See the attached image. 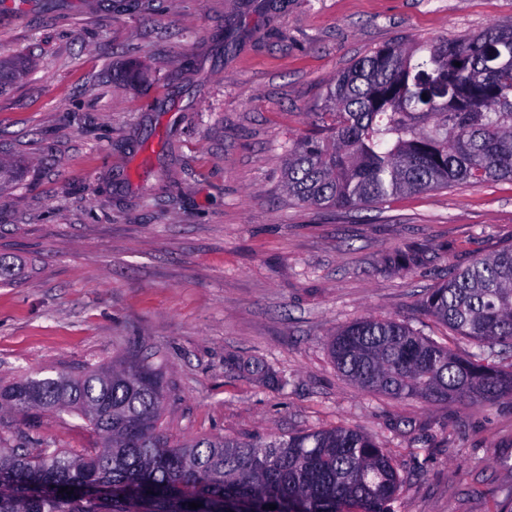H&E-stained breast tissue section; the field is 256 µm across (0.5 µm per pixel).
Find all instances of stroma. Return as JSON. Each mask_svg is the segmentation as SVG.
Instances as JSON below:
<instances>
[{
	"label": "stroma",
	"mask_w": 512,
	"mask_h": 512,
	"mask_svg": "<svg viewBox=\"0 0 512 512\" xmlns=\"http://www.w3.org/2000/svg\"><path fill=\"white\" fill-rule=\"evenodd\" d=\"M0 0V386L129 355L160 366V428L266 438L346 427L391 454L397 512H512V399L466 405L367 393L327 342L373 316L448 345L418 302L449 268L512 246V182L358 209L290 200L289 141L331 80L374 48L512 25V0ZM245 36L224 52V21ZM264 363L278 389L246 369ZM17 448L94 447L69 414L0 411Z\"/></svg>",
	"instance_id": "1"
}]
</instances>
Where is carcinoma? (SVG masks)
I'll return each instance as SVG.
<instances>
[{"label": "carcinoma", "instance_id": "carcinoma-1", "mask_svg": "<svg viewBox=\"0 0 512 512\" xmlns=\"http://www.w3.org/2000/svg\"><path fill=\"white\" fill-rule=\"evenodd\" d=\"M241 37L228 21L224 53ZM28 65L22 57L1 61L0 88ZM314 116L315 128L283 160V186L300 204L355 209L512 181V26L378 47L329 84ZM421 307L479 353L460 357L404 322L369 316L329 340L337 369L361 390L397 399H511L512 365L496 359L512 351V247L448 272ZM165 400L160 368L136 355L1 387L5 409L70 412L100 443L0 448V512H394L403 479L387 450L360 430L173 444L159 429ZM97 486L112 497L87 498Z\"/></svg>", "mask_w": 512, "mask_h": 512}]
</instances>
